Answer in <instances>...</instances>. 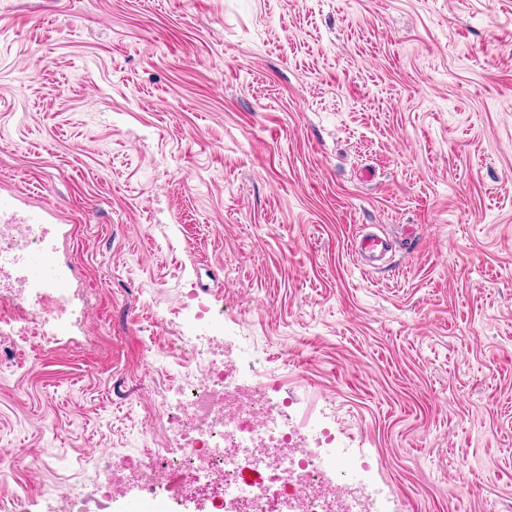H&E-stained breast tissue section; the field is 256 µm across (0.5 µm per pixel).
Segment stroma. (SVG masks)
Here are the masks:
<instances>
[{
  "label": "stroma",
  "mask_w": 512,
  "mask_h": 512,
  "mask_svg": "<svg viewBox=\"0 0 512 512\" xmlns=\"http://www.w3.org/2000/svg\"><path fill=\"white\" fill-rule=\"evenodd\" d=\"M0 202L89 306L0 348V500L140 448L196 294L391 512H512V0H0ZM358 253L365 260L377 261L391 250V242L377 234H366L358 242Z\"/></svg>",
  "instance_id": "1"
}]
</instances>
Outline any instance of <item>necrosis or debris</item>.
<instances>
[{"label": "necrosis or debris", "instance_id": "obj_1", "mask_svg": "<svg viewBox=\"0 0 512 512\" xmlns=\"http://www.w3.org/2000/svg\"><path fill=\"white\" fill-rule=\"evenodd\" d=\"M46 236L39 224L0 222V300L19 313L0 321V342L12 348L53 344L77 301L57 264L44 265L32 289L16 284L18 269L43 251ZM216 317L198 300L197 333L176 339L190 354L182 401L175 409L159 406L156 415L170 448L154 447L147 434L133 453L91 449L89 491L51 495L49 512H112L114 496L131 483L142 499L164 492L177 505L204 502L208 512H388L384 498L364 491L363 466L337 464L331 430L297 423L292 398L271 399L237 360L217 358L200 334Z\"/></svg>", "mask_w": 512, "mask_h": 512}]
</instances>
